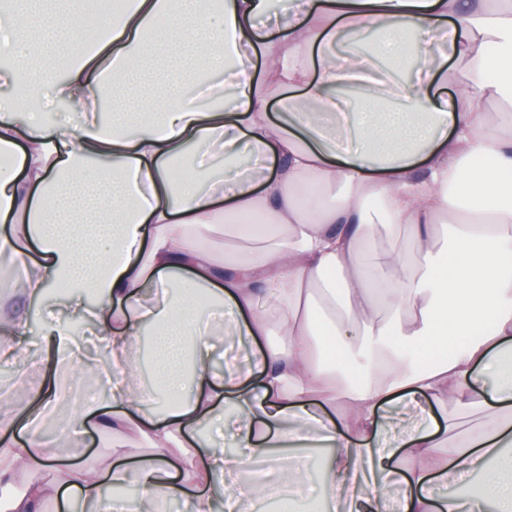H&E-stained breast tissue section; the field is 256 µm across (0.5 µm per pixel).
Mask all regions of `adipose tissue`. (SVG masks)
Wrapping results in <instances>:
<instances>
[{"label": "adipose tissue", "instance_id": "obj_1", "mask_svg": "<svg viewBox=\"0 0 512 512\" xmlns=\"http://www.w3.org/2000/svg\"><path fill=\"white\" fill-rule=\"evenodd\" d=\"M69 0H42L25 23L0 24L12 63L0 66V253L24 272L43 308L42 338L61 354L73 341L60 306L81 313L109 357L112 411L75 406L54 445L87 424L116 448L139 439L138 466L58 468L42 425L67 396L54 379L35 409L0 418V498L10 512L73 489L112 512L106 485L136 484L144 500L202 486L195 512H234L248 459L300 429L328 442L317 498L335 512H500L512 505V0H121L112 31L67 24ZM439 30L448 57L415 80L402 66L407 31ZM197 57L185 81L199 102L147 103L137 126L103 125L102 83L128 96L129 60ZM70 56L63 76L39 56ZM262 71H255V59ZM463 73L449 79L446 65ZM451 81L452 97L438 94ZM86 115L80 126L30 107L27 88ZM282 109L271 115V101ZM503 108L488 122L484 102ZM255 243L250 252L193 245L219 225ZM402 224L417 251L370 259V227ZM448 227L440 248L438 225ZM250 345L247 368L213 367L210 319ZM27 314L0 324V360L29 359ZM278 332L275 346L265 345ZM455 399L488 425L456 439L455 417L433 407ZM236 421L240 452L211 430ZM23 428V440L12 439ZM193 453L181 484L169 458ZM56 471L48 484L14 490L17 468ZM374 480L362 485L361 471ZM481 476L485 492L472 488Z\"/></svg>", "mask_w": 512, "mask_h": 512}]
</instances>
